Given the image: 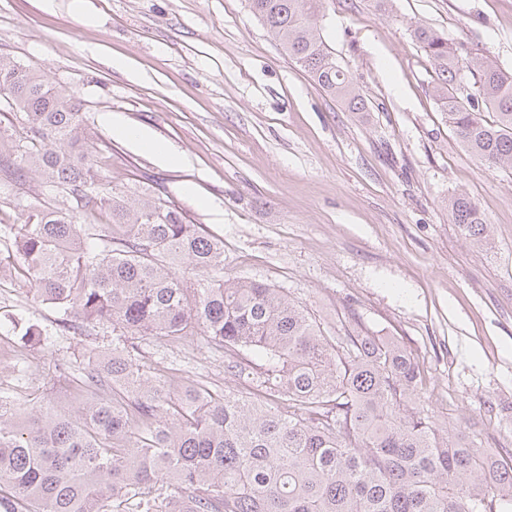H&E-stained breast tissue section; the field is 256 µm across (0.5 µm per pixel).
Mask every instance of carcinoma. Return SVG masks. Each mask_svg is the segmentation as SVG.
I'll list each match as a JSON object with an SVG mask.
<instances>
[{
	"instance_id": "cac0c4a2",
	"label": "carcinoma",
	"mask_w": 512,
	"mask_h": 512,
	"mask_svg": "<svg viewBox=\"0 0 512 512\" xmlns=\"http://www.w3.org/2000/svg\"><path fill=\"white\" fill-rule=\"evenodd\" d=\"M248 4L315 84L367 111L319 34L324 0ZM412 37L458 140L512 168V72L430 28ZM466 76L475 93L462 96ZM0 96L17 121L0 130V180L37 172L47 193L107 216L77 224L66 209L31 206L24 223L0 225L11 241L0 266L19 268L65 326L126 340L200 334L244 388L218 394L191 380L174 394L125 343L82 362L73 413L47 403L20 421L0 394V512H512V463L420 409L419 365L395 338L362 326L325 335L284 292L224 277V243L172 202L100 190L82 103L66 86L0 54ZM448 212L466 236L486 238L469 197H451ZM49 338L37 324L20 334L30 346Z\"/></svg>"
}]
</instances>
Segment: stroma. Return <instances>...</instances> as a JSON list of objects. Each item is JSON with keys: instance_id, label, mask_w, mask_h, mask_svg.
Returning <instances> with one entry per match:
<instances>
[{"instance_id": "1", "label": "stroma", "mask_w": 512, "mask_h": 512, "mask_svg": "<svg viewBox=\"0 0 512 512\" xmlns=\"http://www.w3.org/2000/svg\"><path fill=\"white\" fill-rule=\"evenodd\" d=\"M480 50L512 71V0H327L320 33L369 104L350 112L283 54L247 0H0V55L72 88L102 188L170 200L224 242V273L288 294L341 336L362 325L398 339L421 369L417 395L450 435L512 456V168L483 164L456 138L410 29ZM124 60V68L113 65ZM151 133L168 165L112 133ZM467 195L487 238L466 237L448 199ZM49 199L41 178L0 188V224ZM52 329L47 346L6 326ZM118 339L59 326L34 285L0 269V392L19 416L75 406L74 369ZM137 357L171 391L196 379L239 390L203 336L138 339Z\"/></svg>"}]
</instances>
